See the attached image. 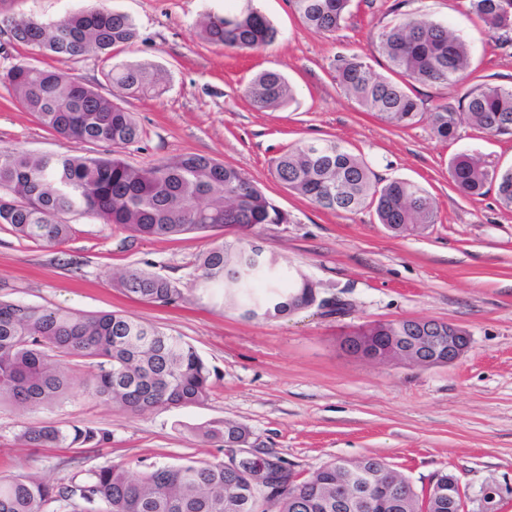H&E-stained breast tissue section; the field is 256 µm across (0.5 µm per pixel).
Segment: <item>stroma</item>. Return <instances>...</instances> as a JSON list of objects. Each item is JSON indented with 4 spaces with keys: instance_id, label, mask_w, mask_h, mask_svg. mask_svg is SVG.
<instances>
[{
    "instance_id": "stroma-1",
    "label": "stroma",
    "mask_w": 512,
    "mask_h": 512,
    "mask_svg": "<svg viewBox=\"0 0 512 512\" xmlns=\"http://www.w3.org/2000/svg\"><path fill=\"white\" fill-rule=\"evenodd\" d=\"M394 0H353L342 29L324 34L304 25L290 0H257L278 30L259 52H234L203 40L196 25L220 13L224 0H106L128 14L139 38L112 61L96 55L62 60L17 43L10 23L21 17L61 21L88 0H0V72L26 61L68 71L111 92L104 75L115 62L162 67L167 82L150 95L123 94L142 129L122 149L148 167L197 153L241 169L286 213L261 224L253 238L281 271H300L319 286V304L275 319L242 316L240 296L196 289L199 256L227 229L174 239H141L94 215H65L71 239L52 248L17 238L0 225V299L60 306L84 314L117 311L183 336L213 370L200 405L131 414L73 388L62 405L25 412L0 404V472H37L54 483L80 471L120 464L132 476L154 465L188 460L222 463L229 453L194 434L195 426L229 419L251 431L247 456H275L305 475L325 463L368 456L401 471L414 489L454 476L465 512H512V210L494 193L470 198L451 182L448 164L480 153L512 165V140L461 127L455 139L435 137L427 123L395 129L365 112L338 87L331 62L356 54L376 72L387 61L375 46L391 21ZM407 11L450 25L470 45L472 82L512 86V47L500 48L487 28L450 0H408ZM264 70L282 73L296 100L256 109L245 95ZM333 139L362 155L377 178L416 182L430 194L436 222L423 232L394 235L372 210L329 212L278 183L270 162L302 140ZM31 154L99 155L103 145L69 141L23 112L0 84V149ZM142 267L179 281L189 301L147 304L112 286V274ZM444 321L467 330L471 346L449 365L377 364L340 346L368 323ZM70 421L111 430L99 448H25L24 425Z\"/></svg>"
}]
</instances>
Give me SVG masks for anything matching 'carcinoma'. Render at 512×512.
Masks as SVG:
<instances>
[{
    "label": "carcinoma",
    "instance_id": "carcinoma-1",
    "mask_svg": "<svg viewBox=\"0 0 512 512\" xmlns=\"http://www.w3.org/2000/svg\"><path fill=\"white\" fill-rule=\"evenodd\" d=\"M302 22L333 34L350 14L352 0H291ZM498 33L499 45L512 46V0H455ZM395 18L376 34V48L390 75L375 72L360 56L339 54L332 63L341 91L384 124L407 128L425 121L442 140L467 125L479 133L512 137V88L476 83L458 104L428 112L414 95L417 84L454 87L472 74L469 45L448 26L394 9ZM202 38L235 51H260L274 42L277 29L255 0H227L224 13L199 22ZM16 41L63 59L107 55L137 39L136 25L123 12L102 3L81 8L62 21L20 18L11 23ZM106 78L124 91L151 93L162 75L149 64L120 63ZM22 109L44 127L81 142L112 147L104 156L37 155L0 150V224L19 237L56 247L72 226L63 216L83 211L116 224L134 237L170 238L191 232L234 228L247 237L260 224H281L287 216L240 169L205 155L187 153L149 167H134L119 150L141 138V129L112 93L105 95L75 75L22 62L0 73ZM246 96L259 110H276L293 101V92L276 71L258 73ZM457 190L479 198L496 188L500 207L512 210V166L501 168L484 156L462 153L448 165ZM274 178L319 208L333 212L374 210L378 223L396 235L425 229L436 221L433 200L416 182L382 184L362 157L331 139L301 141L271 160ZM253 243L222 242L198 259L201 291L213 285L239 293L262 275L272 274L276 258L254 255ZM113 285L140 301L175 305L187 301L176 281L142 267L112 275ZM318 285L299 273L274 283L261 298L244 305L246 317H276L317 301ZM446 336L448 325L428 332L414 319L363 325L346 335L354 351L362 336ZM65 357L88 358L94 372L80 381L91 397L132 414L189 407L209 395L212 371L180 336L117 312L86 315L0 299V402L16 408L61 403L75 385L62 366ZM222 447L248 443L243 424L213 421L197 428ZM17 439L28 448L99 447L111 440L106 429L75 423L24 426ZM277 466V485L266 496L252 484L260 466L253 459L237 466L188 461L154 466L134 478L121 465L102 466L52 484L34 475L0 476V512H45L52 504L76 512L78 503L104 502L107 512H365L336 489L348 486L368 494L370 512H461L462 491L448 489L439 476L418 493L399 471L376 458L334 460L303 480Z\"/></svg>",
    "mask_w": 512,
    "mask_h": 512
}]
</instances>
